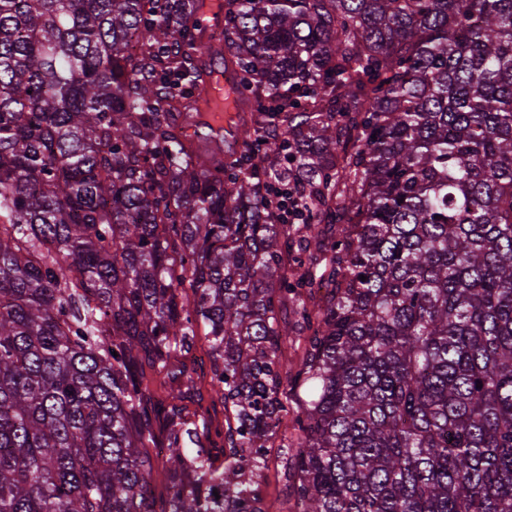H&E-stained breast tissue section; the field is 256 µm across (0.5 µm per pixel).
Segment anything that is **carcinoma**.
<instances>
[{
    "instance_id": "obj_1",
    "label": "carcinoma",
    "mask_w": 512,
    "mask_h": 512,
    "mask_svg": "<svg viewBox=\"0 0 512 512\" xmlns=\"http://www.w3.org/2000/svg\"><path fill=\"white\" fill-rule=\"evenodd\" d=\"M204 2L0 0V512H512V0ZM232 84L233 78L229 74H226L225 78L220 76L217 82L214 79L210 80L209 100L216 106L214 112H211L214 120L220 118L223 112L228 110L227 108L224 110V96L230 93ZM293 336L288 341V348L284 350L283 362L288 364V368H296L305 356L308 332L302 333L298 327H293ZM308 399L307 388L297 390L288 401V414L282 418L278 433L268 443L265 468L261 480V507L265 512H295V478L288 471L287 459L293 453L295 431L292 427L296 411Z\"/></svg>"
}]
</instances>
